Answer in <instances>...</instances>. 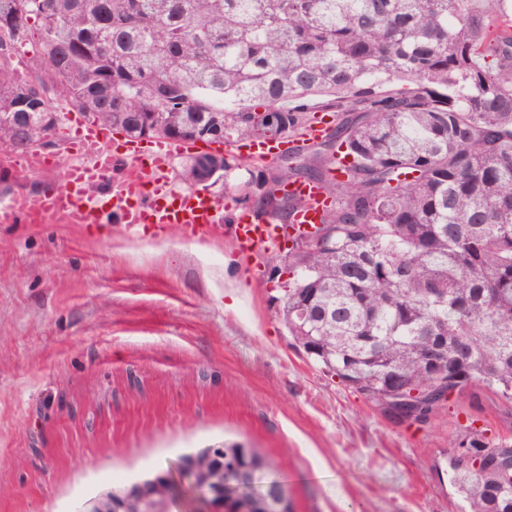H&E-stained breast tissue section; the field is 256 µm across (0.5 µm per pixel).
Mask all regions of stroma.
Returning <instances> with one entry per match:
<instances>
[{"instance_id": "stroma-1", "label": "stroma", "mask_w": 512, "mask_h": 512, "mask_svg": "<svg viewBox=\"0 0 512 512\" xmlns=\"http://www.w3.org/2000/svg\"><path fill=\"white\" fill-rule=\"evenodd\" d=\"M53 101L48 166L0 147V201L34 202L83 159L79 110ZM288 248L240 253L220 224L0 223V512H89L227 442L281 467L293 512H468L448 453L473 419L512 439V402L384 417L293 346L269 277Z\"/></svg>"}]
</instances>
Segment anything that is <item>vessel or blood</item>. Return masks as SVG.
I'll use <instances>...</instances> for the list:
<instances>
[{"mask_svg":"<svg viewBox=\"0 0 512 512\" xmlns=\"http://www.w3.org/2000/svg\"><path fill=\"white\" fill-rule=\"evenodd\" d=\"M78 137L82 150L92 152L91 163L71 166L64 187L43 194L32 204L1 206V224L13 223L20 217L27 223L41 224L50 216L63 217L70 224H96L105 212L114 213L132 228L142 224L160 228L180 225L192 233L216 223L218 209L208 196L176 190L163 181L150 186L143 176L136 174L129 175L116 191L90 193V186L102 182L112 171L118 156L104 147L110 137L107 130L84 123L79 128ZM118 146L122 155L146 163L152 172L162 170L169 156L181 149L180 144L163 140L146 147L138 141L122 139ZM288 192L306 202L305 208L295 217V234L309 233L321 222L331 205L330 199L317 184L309 182L289 184ZM228 231L243 251L277 241L283 233L281 225L272 221L255 222L244 211L235 214Z\"/></svg>","mask_w":512,"mask_h":512,"instance_id":"vessel-or-blood-1","label":"vessel or blood"}]
</instances>
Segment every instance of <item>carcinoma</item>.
Segmentation results:
<instances>
[{
	"mask_svg": "<svg viewBox=\"0 0 512 512\" xmlns=\"http://www.w3.org/2000/svg\"><path fill=\"white\" fill-rule=\"evenodd\" d=\"M42 0L13 19L14 45L26 20L42 29L32 56L33 97L41 108L6 98L19 79L0 53V137L49 138L51 93L130 138L174 141L234 137L285 140L310 124V105L337 112L327 152L288 153L271 170L226 157L224 175L245 170L241 200L256 215L293 220L303 200L268 208L264 186L317 182L334 200L322 223L336 235L288 252V296L308 294L301 318L285 325L322 372L375 408L384 395L379 368L431 387L419 336L464 347L460 380L448 383L479 401L485 388L512 401V16L504 0ZM343 153L354 162L334 176ZM211 164L188 155L177 177L191 182ZM259 481L285 477L257 449L240 460ZM450 484L470 512H512V478L475 472L451 448ZM224 476V512H261L233 495Z\"/></svg>",
	"mask_w": 512,
	"mask_h": 512,
	"instance_id": "carcinoma-1",
	"label": "carcinoma"
}]
</instances>
